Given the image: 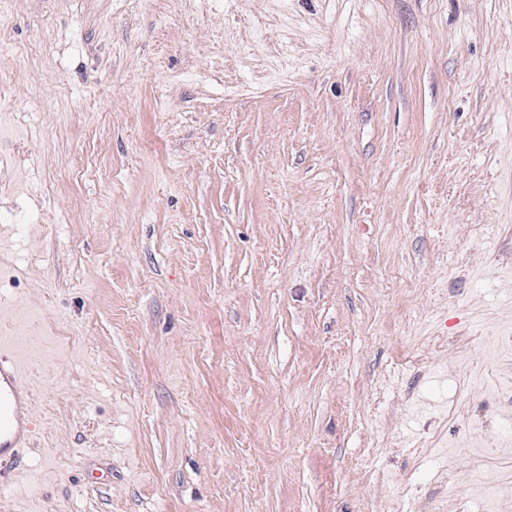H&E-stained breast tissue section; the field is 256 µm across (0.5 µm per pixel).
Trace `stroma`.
<instances>
[{"instance_id": "obj_1", "label": "stroma", "mask_w": 512, "mask_h": 512, "mask_svg": "<svg viewBox=\"0 0 512 512\" xmlns=\"http://www.w3.org/2000/svg\"><path fill=\"white\" fill-rule=\"evenodd\" d=\"M0 21V512H512V0ZM24 364L16 344L0 336V487L16 482L17 463L28 447L29 393L23 385Z\"/></svg>"}]
</instances>
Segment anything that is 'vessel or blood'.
I'll use <instances>...</instances> for the list:
<instances>
[{"instance_id": "obj_1", "label": "vessel or blood", "mask_w": 512, "mask_h": 512, "mask_svg": "<svg viewBox=\"0 0 512 512\" xmlns=\"http://www.w3.org/2000/svg\"><path fill=\"white\" fill-rule=\"evenodd\" d=\"M24 364L10 337L0 336V487L16 482L17 463L28 446L29 393Z\"/></svg>"}]
</instances>
